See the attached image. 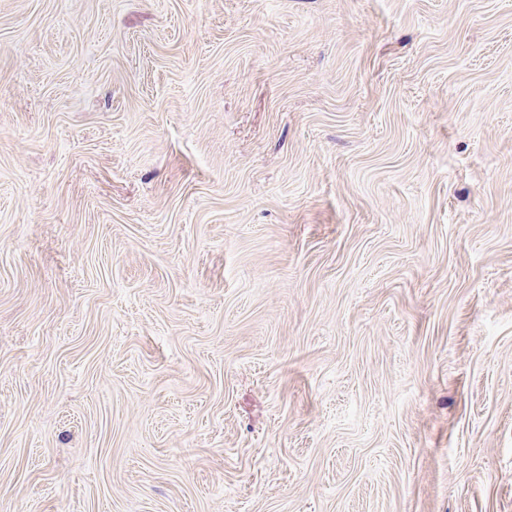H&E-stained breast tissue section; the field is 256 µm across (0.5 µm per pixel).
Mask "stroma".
<instances>
[{"label": "stroma", "mask_w": 512, "mask_h": 512, "mask_svg": "<svg viewBox=\"0 0 512 512\" xmlns=\"http://www.w3.org/2000/svg\"><path fill=\"white\" fill-rule=\"evenodd\" d=\"M0 512H512V0H0Z\"/></svg>", "instance_id": "stroma-1"}]
</instances>
